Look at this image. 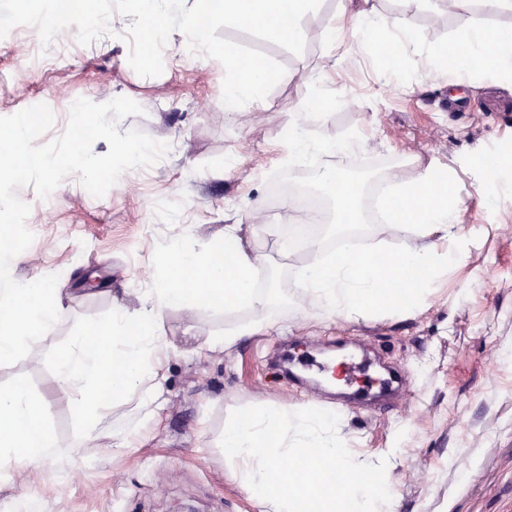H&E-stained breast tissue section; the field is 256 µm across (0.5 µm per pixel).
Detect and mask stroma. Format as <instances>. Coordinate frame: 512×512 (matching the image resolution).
<instances>
[{"label":"stroma","instance_id":"35a3bbf8","mask_svg":"<svg viewBox=\"0 0 512 512\" xmlns=\"http://www.w3.org/2000/svg\"><path fill=\"white\" fill-rule=\"evenodd\" d=\"M340 7V0H321L304 17L298 55L219 29V37L259 49L286 69L264 99L230 118L223 66L183 54L181 32L169 36L156 77L139 76L128 62V16L114 15L108 34L89 45L68 31L36 60L29 56L40 41L35 27L13 28L0 39V117L47 104L55 114L44 135L49 141L65 130L76 99L126 97L143 112L122 119L119 131L138 130L170 145L164 159L123 173L100 198L74 175L45 199L30 187L17 191L31 206L27 223L36 232L11 276L25 284L57 275L67 315L24 359L0 366V387L26 383L61 448L73 445L81 424L75 394L56 382L58 354L72 337L110 320L115 303L140 305L168 241L199 250L221 243L225 225H242L244 241L262 247L284 293L269 323L228 350L209 342L247 320L246 311L162 308L154 403H106L70 476L60 479L57 464L42 461L27 475L0 480V512H17L26 495L37 498L42 512H258L230 479L218 446L230 412L252 405L335 409L354 452L402 449L391 476L399 512H512V190L491 201L478 191L486 157L498 147L512 156V75L458 71L467 108L451 112L448 69L435 55L470 27L512 28V9L489 14L476 5L448 14L436 0H423L413 15L419 49L399 65L398 89L378 75L376 61L355 57L329 82L345 99L321 113L304 106L305 77L331 49ZM299 112L312 138H364L341 165L360 184L381 176L383 159L400 155L452 173L462 203L463 257L440 269L412 313L339 318L317 312L298 288L294 272L308 256L279 250L285 229L270 198L281 170L275 146ZM337 341L370 361L372 376L387 365L403 370L409 385L392 410L356 404L340 410L335 392L317 382L303 393L289 382L282 358L319 357ZM121 440L128 446L115 452ZM467 467L475 474L465 480L460 471Z\"/></svg>","mask_w":512,"mask_h":512}]
</instances>
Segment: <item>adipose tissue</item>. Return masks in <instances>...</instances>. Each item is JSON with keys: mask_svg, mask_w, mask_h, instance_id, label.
<instances>
[{"mask_svg": "<svg viewBox=\"0 0 512 512\" xmlns=\"http://www.w3.org/2000/svg\"><path fill=\"white\" fill-rule=\"evenodd\" d=\"M397 15L381 14L374 0H346L337 14V54L328 55L320 71L311 73L308 105L324 110L335 104L336 94L325 83L342 59L374 55L380 44H393L398 59L415 47L412 15L421 0H404ZM456 67L468 70L512 73V30L491 31L474 27L465 31L442 53ZM360 146L358 138L321 141L308 136L303 119L288 124L278 149L283 163L335 154H348ZM390 193L404 206L391 211L389 224L401 228L397 251L368 258L354 246L325 253L320 239L309 242V259L297 272L299 286L315 308L339 317L355 318L380 310L413 312L429 294L432 274L447 264L441 241L462 237L460 203L451 176L429 164L416 163L412 173L394 166L383 176ZM159 275L145 292L140 307L118 306L107 323L95 327L94 340L73 337L56 361V379L77 391L75 415L82 420L101 410L102 396H128L150 403L154 364L160 339L155 320L161 308L196 305L227 310L244 309L246 322L226 329L214 346L228 349L270 321V308L280 296L270 287L273 266L257 247L244 243L241 227H224L223 248L186 251L179 241L170 242L158 258ZM55 461L68 473L74 458L58 447L43 407L30 389L16 383L0 389V477L26 470L32 463Z\"/></svg>", "mask_w": 512, "mask_h": 512, "instance_id": "adipose-tissue-1", "label": "adipose tissue"}]
</instances>
